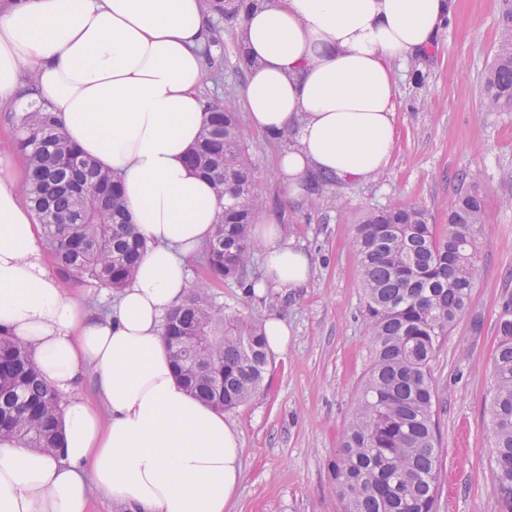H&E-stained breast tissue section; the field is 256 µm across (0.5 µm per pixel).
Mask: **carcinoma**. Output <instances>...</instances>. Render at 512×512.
<instances>
[{"mask_svg": "<svg viewBox=\"0 0 512 512\" xmlns=\"http://www.w3.org/2000/svg\"><path fill=\"white\" fill-rule=\"evenodd\" d=\"M487 110L512 103V9L483 76ZM208 121L188 163L207 176L228 203L205 244L208 279L172 311L165 340L182 384L224 411L251 398L268 364L264 329L224 312L211 284H254L251 225L265 193L229 100L208 106ZM29 170L24 192L43 224L66 284L93 283L119 291L133 278L147 242L131 224L120 182L86 158L58 128L55 116L19 115ZM485 202L459 194L448 223L431 224L420 207L370 210L353 247L366 295L373 361L345 430L335 477L344 512H438L437 393L431 375L441 342L467 309L480 275L478 235ZM203 358L213 370L201 373ZM496 390L489 407L493 491L500 512H512V305L498 320L493 355ZM61 398L40 378L26 346L0 331V444L51 453L60 438Z\"/></svg>", "mask_w": 512, "mask_h": 512, "instance_id": "cac0c4a2", "label": "carcinoma"}]
</instances>
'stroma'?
Here are the masks:
<instances>
[{
  "instance_id": "1",
  "label": "stroma",
  "mask_w": 512,
  "mask_h": 512,
  "mask_svg": "<svg viewBox=\"0 0 512 512\" xmlns=\"http://www.w3.org/2000/svg\"><path fill=\"white\" fill-rule=\"evenodd\" d=\"M504 0H456L451 21L424 55L395 65L398 141L389 167L365 182L324 184L322 202L286 197L276 159L288 139L243 137L267 186L260 211L276 216L286 239L313 261L299 288L245 296L237 283L214 289L226 313L263 324L286 321L282 356L270 357L261 390L229 411L241 443L243 476L230 512H340L334 469L344 429L372 360L364 292L352 248L363 213L419 206L444 224L460 191L485 197L478 241L482 271L472 301L432 362L436 386L439 512H499L493 492L487 407L495 387L492 357L499 315L512 302V106L487 111L482 76L499 38ZM213 64L200 93L209 103L238 97L239 16L215 20Z\"/></svg>"
}]
</instances>
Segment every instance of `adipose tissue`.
<instances>
[{"label":"adipose tissue","instance_id":"1","mask_svg":"<svg viewBox=\"0 0 512 512\" xmlns=\"http://www.w3.org/2000/svg\"><path fill=\"white\" fill-rule=\"evenodd\" d=\"M454 0H244L241 98L252 129L290 137L288 195L312 175L366 181L398 140L394 65L420 55ZM212 37L204 0H20L0 11V106L55 112L85 156L116 174L149 248L102 311L48 268L44 231L0 156V329L26 344L67 402L53 452L0 446V512H87L101 493L125 512H225L242 475L223 411L176 378L166 315L189 294L188 261L224 200L186 163L207 119L199 93ZM265 276L296 288L312 258L275 217L256 234ZM91 374L96 398L85 399Z\"/></svg>","mask_w":512,"mask_h":512}]
</instances>
